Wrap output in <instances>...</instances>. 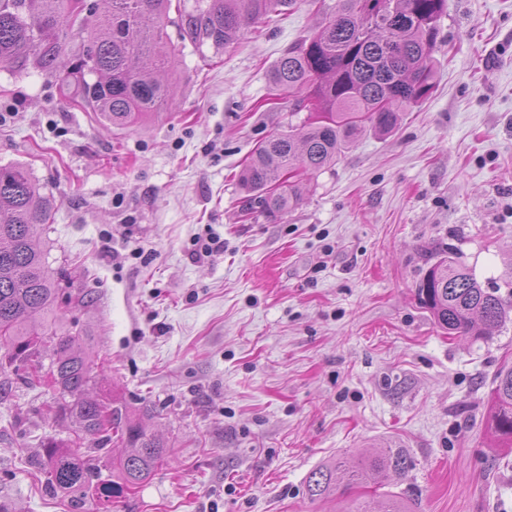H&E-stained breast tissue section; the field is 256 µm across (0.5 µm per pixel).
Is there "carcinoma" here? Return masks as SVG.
<instances>
[{
  "instance_id": "obj_1",
  "label": "carcinoma",
  "mask_w": 512,
  "mask_h": 512,
  "mask_svg": "<svg viewBox=\"0 0 512 512\" xmlns=\"http://www.w3.org/2000/svg\"><path fill=\"white\" fill-rule=\"evenodd\" d=\"M94 23L71 35L65 20L77 0H0V71L21 76L35 69L49 75L71 106L102 126L123 129L165 106L174 88L163 77L171 51L165 20L171 0H100ZM296 0H196L180 14L182 37L215 53L230 47L245 28L281 14ZM446 0H337L315 32L288 49L268 76L270 96L294 109L306 108L302 123L264 139L238 176L242 210L276 220L300 204L302 176L328 168L342 148L366 130L389 134L400 112L430 95L439 20ZM93 42L91 64L84 42ZM54 200L40 191L22 163L0 166V348L6 364L42 368L51 350L54 390L48 413L71 424L68 442L47 441L46 485L70 496L74 512H87L89 491L101 472L69 449L98 451L116 438L129 447L115 465L121 488L147 481L167 455V446L147 433L125 407L88 397L102 386L91 353L74 337L45 330L60 289L52 278L37 229L54 221ZM438 328L450 336L489 334L506 322L512 291L483 284L453 251L437 254L417 286ZM494 435L512 443V363L494 377ZM411 460L402 448H371L331 458L308 475V497L317 500L356 488L373 477L381 486L403 479ZM347 512H409L403 497L382 494L381 508L365 499Z\"/></svg>"
}]
</instances>
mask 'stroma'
Listing matches in <instances>:
<instances>
[{
    "mask_svg": "<svg viewBox=\"0 0 512 512\" xmlns=\"http://www.w3.org/2000/svg\"><path fill=\"white\" fill-rule=\"evenodd\" d=\"M172 0V100L103 129L38 71H0V165H28L56 202L41 238L59 287L57 333L86 337L111 398L168 455L136 492L90 491V512H343L373 487L311 500L342 450L402 448L390 489L413 512H512V445L489 429L512 319L451 338L418 298L449 247L479 281H512V0H447L435 90L305 178L285 217L243 212L237 172L303 121L269 97L277 60L336 0H299L214 54L182 39ZM224 252L193 261L206 232ZM0 370V506L70 512L32 466L70 438L52 392Z\"/></svg>",
    "mask_w": 512,
    "mask_h": 512,
    "instance_id": "1",
    "label": "stroma"
}]
</instances>
